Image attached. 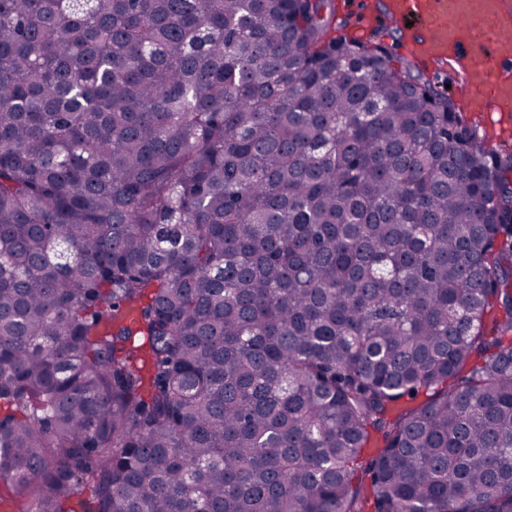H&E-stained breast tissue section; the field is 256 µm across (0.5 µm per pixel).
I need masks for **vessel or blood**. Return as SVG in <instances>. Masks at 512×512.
<instances>
[{
  "instance_id": "1",
  "label": "vessel or blood",
  "mask_w": 512,
  "mask_h": 512,
  "mask_svg": "<svg viewBox=\"0 0 512 512\" xmlns=\"http://www.w3.org/2000/svg\"><path fill=\"white\" fill-rule=\"evenodd\" d=\"M401 48L424 69L458 66L470 111L512 112V10L503 0H387Z\"/></svg>"
}]
</instances>
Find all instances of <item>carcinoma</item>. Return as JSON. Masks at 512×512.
Wrapping results in <instances>:
<instances>
[{"instance_id": "cac0c4a2", "label": "carcinoma", "mask_w": 512, "mask_h": 512, "mask_svg": "<svg viewBox=\"0 0 512 512\" xmlns=\"http://www.w3.org/2000/svg\"><path fill=\"white\" fill-rule=\"evenodd\" d=\"M326 2L0 0V512H512V153Z\"/></svg>"}]
</instances>
